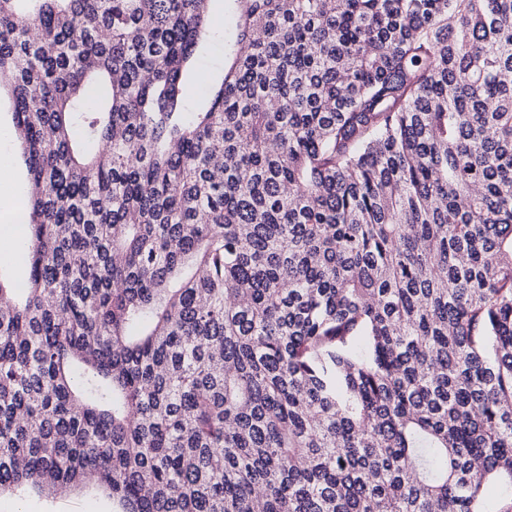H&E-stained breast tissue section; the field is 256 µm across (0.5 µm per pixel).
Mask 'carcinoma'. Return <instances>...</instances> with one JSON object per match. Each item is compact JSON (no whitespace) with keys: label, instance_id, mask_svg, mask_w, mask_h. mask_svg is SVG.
Segmentation results:
<instances>
[{"label":"carcinoma","instance_id":"cac0c4a2","mask_svg":"<svg viewBox=\"0 0 512 512\" xmlns=\"http://www.w3.org/2000/svg\"><path fill=\"white\" fill-rule=\"evenodd\" d=\"M225 2L192 112L203 0H0L28 188L0 493L488 512L486 482L512 490V0ZM210 20L217 34L198 57L195 68L200 75L220 77L224 70V40H234L235 21L228 14L224 0L212 1Z\"/></svg>","mask_w":512,"mask_h":512}]
</instances>
